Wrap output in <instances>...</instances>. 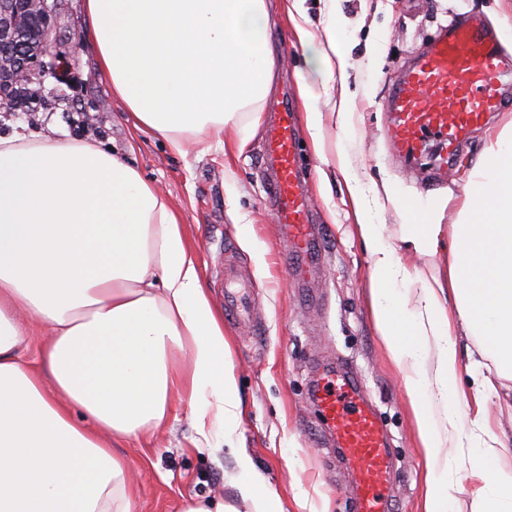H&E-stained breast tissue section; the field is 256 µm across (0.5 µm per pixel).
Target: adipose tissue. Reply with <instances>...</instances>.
<instances>
[{"instance_id":"1","label":"adipose tissue","mask_w":512,"mask_h":512,"mask_svg":"<svg viewBox=\"0 0 512 512\" xmlns=\"http://www.w3.org/2000/svg\"><path fill=\"white\" fill-rule=\"evenodd\" d=\"M84 10L101 69L140 127L180 153L205 129L252 132L276 76L266 0H84ZM291 20L309 70L335 81L343 35L319 49L305 10ZM305 100L314 149L337 165L370 259L371 314L430 472L423 512H450L448 470L463 459L477 512H512V470L499 464L508 441L490 416L512 404V124L478 154L448 224L452 195L363 181L348 94L324 112L309 83ZM386 206L401 221L396 242L376 221ZM408 255L447 262L414 275ZM21 312L49 331L35 366L22 359ZM461 334L479 359L463 362ZM483 357L494 376L464 391V367ZM180 395L194 448H230L239 498L285 512L236 443L244 408L224 324L166 196L95 144L0 137V512H135L130 466L111 442L162 428ZM76 407L91 424L74 420Z\"/></svg>"}]
</instances>
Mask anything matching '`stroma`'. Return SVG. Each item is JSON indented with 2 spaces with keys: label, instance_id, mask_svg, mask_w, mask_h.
<instances>
[{
  "label": "stroma",
  "instance_id": "1",
  "mask_svg": "<svg viewBox=\"0 0 512 512\" xmlns=\"http://www.w3.org/2000/svg\"><path fill=\"white\" fill-rule=\"evenodd\" d=\"M348 42L352 110L361 133L355 162L365 178L388 177L406 194L438 189L460 192L488 136L474 131L437 182L428 157L403 164L383 135L389 123L382 101L408 61L453 20L492 21L512 16V0H336ZM271 49L277 79L262 105L254 134L220 144L213 131L198 134L187 154L135 127L99 65L82 0H64L57 19L58 45L75 54L77 89L45 80L47 95L66 101L35 112H0V136H70L117 151L159 187L183 226L216 309L224 307V260L233 258L253 284L251 300L261 332L225 322L232 361L247 414L239 444L288 512H354L353 478L331 457L319 413L308 396L319 364H348L361 379L386 430L393 461V512H422L426 467L401 376L390 362L370 314L368 258L353 233L354 216L342 181L321 188L322 163L302 133L300 167L309 175L323 250L309 281L285 272L286 244L266 207L264 133L285 106L304 114L300 71L306 48L295 34L282 0L270 7ZM195 431L188 399L175 400L166 427L137 439L113 442L135 473L136 512H175L189 498L223 496L239 512H253L234 487L229 451L209 455L192 445Z\"/></svg>",
  "mask_w": 512,
  "mask_h": 512
}]
</instances>
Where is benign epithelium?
I'll return each instance as SVG.
<instances>
[{"instance_id": "1", "label": "benign epithelium", "mask_w": 512, "mask_h": 512, "mask_svg": "<svg viewBox=\"0 0 512 512\" xmlns=\"http://www.w3.org/2000/svg\"><path fill=\"white\" fill-rule=\"evenodd\" d=\"M59 0H0V89L36 98L47 75L65 74L70 62L56 52L52 32Z\"/></svg>"}]
</instances>
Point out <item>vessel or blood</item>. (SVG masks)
I'll use <instances>...</instances> for the list:
<instances>
[{
    "instance_id": "1",
    "label": "vessel or blood",
    "mask_w": 512,
    "mask_h": 512,
    "mask_svg": "<svg viewBox=\"0 0 512 512\" xmlns=\"http://www.w3.org/2000/svg\"><path fill=\"white\" fill-rule=\"evenodd\" d=\"M511 74L512 56L501 50L496 33L480 19L449 25L418 52L390 89L383 105L392 114L390 148L409 158L436 139L447 154H454L487 114L505 111L504 79ZM263 152L274 166L267 192L273 220L289 245L288 265L294 276L303 278L321 241L311 200L299 180V140L290 110L280 112ZM224 284L225 316L250 321L244 304L247 290L232 266L224 268ZM314 400L337 453L355 476L356 512H391L388 442L361 380L346 365H338Z\"/></svg>"
}]
</instances>
